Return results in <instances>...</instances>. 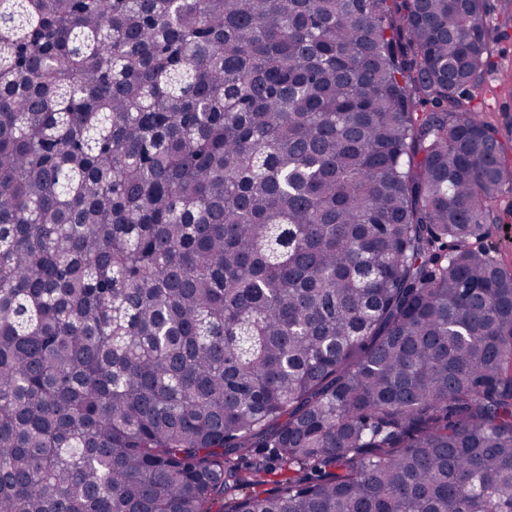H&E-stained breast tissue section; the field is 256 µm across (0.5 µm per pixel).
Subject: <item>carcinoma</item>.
<instances>
[{"label": "carcinoma", "mask_w": 512, "mask_h": 512, "mask_svg": "<svg viewBox=\"0 0 512 512\" xmlns=\"http://www.w3.org/2000/svg\"><path fill=\"white\" fill-rule=\"evenodd\" d=\"M481 0H0V512H512V166ZM272 448L274 490L232 462ZM500 224H491L484 244L492 255L504 266L512 268V194L503 197L498 205ZM509 225V229H505Z\"/></svg>", "instance_id": "obj_1"}]
</instances>
